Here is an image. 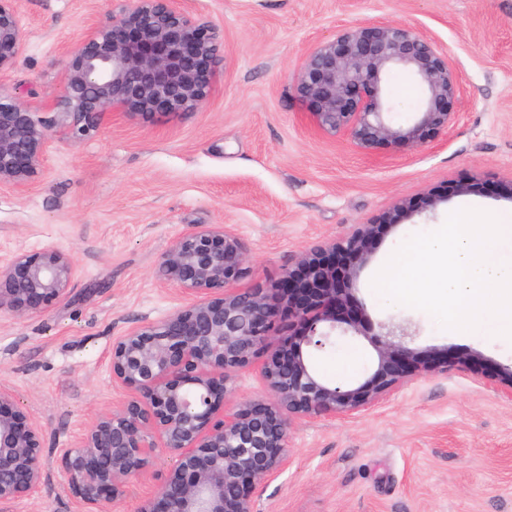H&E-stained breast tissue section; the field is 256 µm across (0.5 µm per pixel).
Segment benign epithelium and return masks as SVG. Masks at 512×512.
<instances>
[{
  "mask_svg": "<svg viewBox=\"0 0 512 512\" xmlns=\"http://www.w3.org/2000/svg\"><path fill=\"white\" fill-rule=\"evenodd\" d=\"M17 0H0V75L22 53L27 32ZM224 34L174 6V0H114L68 50L60 95L33 110L0 89V188L22 189L42 170L52 145L83 140L108 113L128 119L202 107L223 61ZM412 75L425 93L408 126L393 124L385 76ZM297 95L314 107L315 130L344 137L368 152L383 142L416 149L448 132L459 94L448 51L397 23L345 28L304 55L294 75ZM377 225L357 224L339 243L303 254L298 268L317 283L312 302L290 301L291 353L282 357L273 327L277 293L300 290L294 272L274 285L240 290L230 282L246 269L239 238L222 224L199 226L178 237L161 257L162 284L180 288L190 302L158 322L129 328L112 342V380L131 392L100 414L61 462L85 512H110L128 480L143 474L156 449L175 458L164 482L136 512H255L257 493L288 468L289 432L297 418L349 419L393 388L455 366L448 355L412 348L399 328L372 333L360 311L351 314L347 288H337L322 256L351 253L345 280L355 282L368 263ZM75 275L72 259L55 247L20 253L0 266V314L24 315L61 301ZM370 339L375 371L349 387L321 379L311 351L336 344V331ZM269 349L261 375L265 395L235 397L234 377ZM512 400V368L491 374ZM45 435L0 385V504L45 481Z\"/></svg>",
  "mask_w": 512,
  "mask_h": 512,
  "instance_id": "1",
  "label": "benign epithelium"
}]
</instances>
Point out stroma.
Segmentation results:
<instances>
[{
    "mask_svg": "<svg viewBox=\"0 0 512 512\" xmlns=\"http://www.w3.org/2000/svg\"><path fill=\"white\" fill-rule=\"evenodd\" d=\"M107 0H19L28 32L0 86L42 107L62 90L67 51ZM218 26L224 60L194 112L133 120L115 115L92 136L55 143L23 190L0 191V264L53 246L76 275L65 300L23 316L0 315V383L15 390L45 432L47 478L0 512H83L61 468L97 416L128 398L112 382V342L128 328L186 304L161 285L158 265L196 226L221 224L249 257L239 288L269 284L300 256L357 224L382 220L401 198L448 199L385 230L353 285L366 318L404 327L414 347L458 358L481 354L489 369L512 365V338L449 333L428 313L385 301L371 287L377 266L449 212H512V0H175ZM408 25L448 50L460 87L448 133L419 149L368 152L314 131L292 76L306 51L342 28ZM385 93L398 124L412 123L425 94L392 72ZM335 384L376 368L369 340L350 336L313 353ZM290 463L259 493L256 512H512V401L493 382L456 366L394 389L353 418L295 420ZM173 461L158 450L112 512H135Z\"/></svg>",
    "mask_w": 512,
    "mask_h": 512,
    "instance_id": "obj_1",
    "label": "stroma"
}]
</instances>
